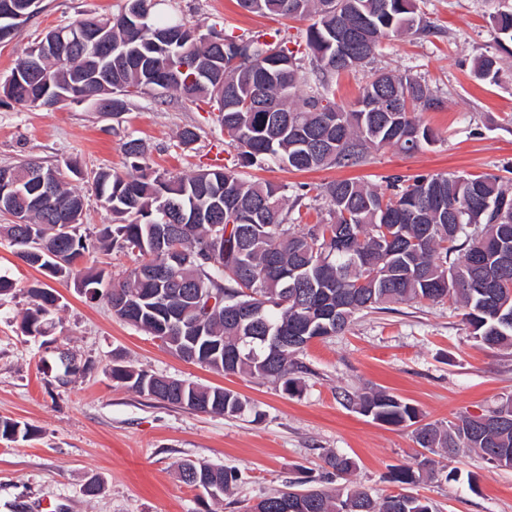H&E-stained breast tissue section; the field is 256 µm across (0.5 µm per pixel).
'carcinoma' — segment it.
<instances>
[{
	"label": "carcinoma",
	"instance_id": "cac0c4a2",
	"mask_svg": "<svg viewBox=\"0 0 512 512\" xmlns=\"http://www.w3.org/2000/svg\"><path fill=\"white\" fill-rule=\"evenodd\" d=\"M165 0H140L138 18L130 15L131 0L112 18L76 20L67 28L106 27L112 56L77 45L64 54L46 58L31 70L34 46L11 76L20 78L7 99L29 107L54 109L77 102L82 89L75 76L112 67V82H122L112 96V114L126 111L130 99L153 87L179 92L198 106L215 103L224 143L237 148L241 163L252 166L266 159L305 171L328 166L362 164L369 151L397 146L411 152L437 141L421 123L419 112L440 108L443 100L428 85L401 71L380 70L349 105L336 102V79L370 61L383 40L431 32L416 0H238L246 11L308 20L305 45L264 36H224V55L214 63L224 70V84L195 77L162 85L165 71L178 70V52L207 58L211 47L199 30L166 14ZM498 34V52L475 59V74L497 82L502 54L512 52V6L492 15ZM163 30L182 31L181 43L158 41ZM308 85L303 97L298 84ZM130 172L99 170L94 174L96 202L112 216L90 244L80 232L81 219L61 233L59 246L75 258L101 247L117 249L141 259L171 279L161 288L132 270L108 289L103 271H89L80 281L92 300H125L132 309L113 311L120 319L156 337L169 336L174 352L194 345L193 361L224 374L272 378L288 394L299 391L296 354L303 349L295 336L327 338L342 333L364 311L386 304L449 302L463 310L472 338L494 349L512 347V261L502 264V253L512 255V187L494 174L417 175L393 177L386 189L360 180H341L323 187L327 218L302 223L290 217L284 188L271 182H251L232 169L214 166L178 178L152 174L147 166L146 143L129 137L122 144ZM55 192L49 201L25 191L14 207L28 214L26 224H1L0 235L24 248L19 238L40 233L67 212L82 214L88 200L68 189L67 173L80 172L41 166ZM233 225L215 239L211 219ZM167 224H189V235L177 243L189 258L187 265L170 268L168 242L161 241ZM28 264L48 270L52 277H67L73 265L47 269L40 254L25 257ZM205 280L224 289V314L210 318L203 335L172 327L158 300L178 302V282ZM39 302L23 315V329L43 327L57 298L36 291ZM112 380L156 400L195 411L240 416L246 400L223 387H202L182 382L176 394L162 387V376L114 365ZM373 421L415 427L416 442L435 454L476 452L488 463L512 467V397L487 412L490 422L465 416L447 425L419 424V411L409 402L384 390L349 398ZM28 426L0 419V438L26 437ZM330 474L343 477L356 461L330 452L324 457ZM435 461L424 459L414 468H392L388 481L396 487L375 498L359 486L325 490L293 482L263 498L264 512H435L433 504L410 492L424 477L436 474ZM220 501L238 481V473L220 465L197 462Z\"/></svg>",
	"mask_w": 512,
	"mask_h": 512
}]
</instances>
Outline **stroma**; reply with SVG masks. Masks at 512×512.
Masks as SVG:
<instances>
[{"instance_id": "stroma-1", "label": "stroma", "mask_w": 512, "mask_h": 512, "mask_svg": "<svg viewBox=\"0 0 512 512\" xmlns=\"http://www.w3.org/2000/svg\"><path fill=\"white\" fill-rule=\"evenodd\" d=\"M500 0H418L431 35L384 40L371 67L342 75L336 97L355 99L372 69L406 71L443 98L420 118L437 135L434 144L406 154L394 147L372 152L356 167L294 171L269 161L241 168L248 180L285 185L300 198L315 223L326 211L323 186L340 179L382 184L390 175L512 172V56L498 83L476 78L473 62L494 50L490 17ZM123 0H43L41 11L0 42V81L17 59L47 31L87 17L120 11ZM166 12L190 27L252 36L280 33L302 40L303 20L242 11L236 0H167ZM194 128L197 141L183 147L177 134ZM143 139L152 171L187 176L212 165L232 164L237 151L224 142L210 106L196 107L179 92L154 91L135 98L117 116L91 101L46 111L0 101V167L24 160L46 166L73 162L81 179L70 186L93 198V171L126 173L121 144ZM0 275L13 290L0 296V418L29 425L32 436L0 440V512H251L260 498L296 478L320 488L358 485L373 497L388 494L392 467L414 462L422 450L411 429L383 425L347 402L350 394L382 389L415 405L423 422L477 415L512 395V347L488 349L474 341L462 313L449 304H399L358 318L342 335L318 340L297 356L301 389L289 395L272 380L225 375L180 359L160 342L113 315L106 302L92 303L76 277L56 280L30 267L8 241L0 240ZM57 297L45 335L21 330L32 289ZM80 371L64 376L60 352ZM127 362L205 386L224 387L249 401L237 417L206 414L138 395L113 382L110 367ZM353 457L358 468L346 479L328 478L324 456ZM187 459L238 471L237 485L223 501H203L179 481ZM437 467L472 473L476 481L424 479L416 491L436 512H512V468L477 455L442 454ZM97 479L101 489L83 488Z\"/></svg>"}]
</instances>
